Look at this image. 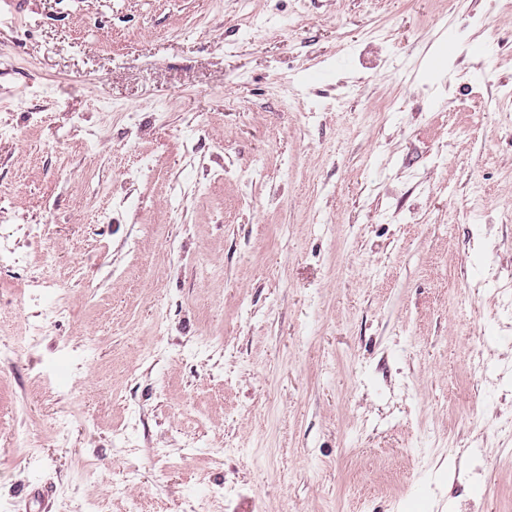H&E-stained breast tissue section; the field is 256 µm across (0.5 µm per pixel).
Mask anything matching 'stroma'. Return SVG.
Listing matches in <instances>:
<instances>
[{
	"instance_id": "1",
	"label": "stroma",
	"mask_w": 512,
	"mask_h": 512,
	"mask_svg": "<svg viewBox=\"0 0 512 512\" xmlns=\"http://www.w3.org/2000/svg\"><path fill=\"white\" fill-rule=\"evenodd\" d=\"M510 90L512 0H0V512H512Z\"/></svg>"
}]
</instances>
